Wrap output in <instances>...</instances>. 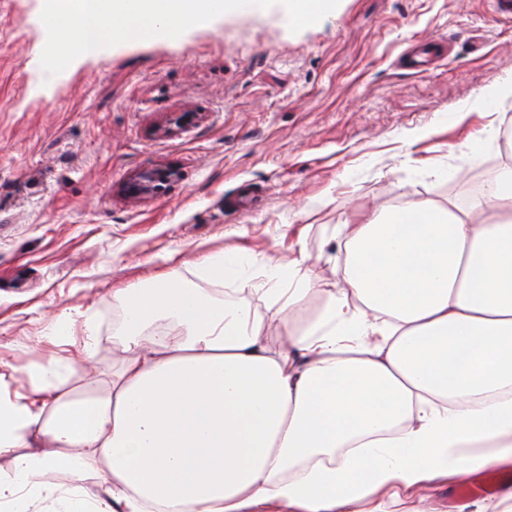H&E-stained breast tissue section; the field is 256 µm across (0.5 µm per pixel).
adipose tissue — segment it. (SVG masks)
I'll use <instances>...</instances> for the list:
<instances>
[{
  "label": "adipose tissue",
  "instance_id": "adipose-tissue-1",
  "mask_svg": "<svg viewBox=\"0 0 512 512\" xmlns=\"http://www.w3.org/2000/svg\"><path fill=\"white\" fill-rule=\"evenodd\" d=\"M340 235L344 286L303 333L300 264L262 309L167 274L116 294L123 357L105 389H66L62 358L21 389L0 372V512H351L512 459V166L468 207L384 206ZM196 267L251 287L239 254ZM46 480L56 483L63 488L81 487L84 494L90 499L101 498L104 496V490L92 479H78L70 474L50 473L45 477Z\"/></svg>",
  "mask_w": 512,
  "mask_h": 512
}]
</instances>
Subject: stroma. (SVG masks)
<instances>
[{
    "label": "stroma",
    "mask_w": 512,
    "mask_h": 512,
    "mask_svg": "<svg viewBox=\"0 0 512 512\" xmlns=\"http://www.w3.org/2000/svg\"><path fill=\"white\" fill-rule=\"evenodd\" d=\"M40 0H0V367L71 363L68 388L117 367L113 295L198 260L242 254L257 292L300 261L340 280L339 230L374 204L466 206L512 164V110L470 104L512 72V16L491 0H340L291 32L277 9L227 14L167 42L123 44L34 95ZM500 125L487 143L482 129ZM165 179L133 196L140 170ZM75 311L97 325L42 341ZM455 477L405 494L406 512H512L501 494L452 496Z\"/></svg>",
    "instance_id": "35a3bbf8"
}]
</instances>
